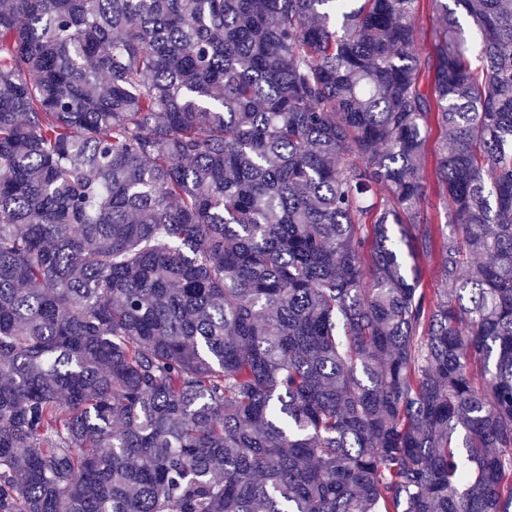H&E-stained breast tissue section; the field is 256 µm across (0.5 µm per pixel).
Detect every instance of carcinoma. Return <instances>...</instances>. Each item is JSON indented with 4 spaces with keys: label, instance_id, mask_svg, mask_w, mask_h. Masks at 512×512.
I'll use <instances>...</instances> for the list:
<instances>
[{
    "label": "carcinoma",
    "instance_id": "carcinoma-1",
    "mask_svg": "<svg viewBox=\"0 0 512 512\" xmlns=\"http://www.w3.org/2000/svg\"><path fill=\"white\" fill-rule=\"evenodd\" d=\"M421 2L0 7V512H512V0ZM424 215L432 224L448 223V215L443 200L439 197L434 189V176L431 178L430 184L427 185L426 196L423 202Z\"/></svg>",
    "mask_w": 512,
    "mask_h": 512
}]
</instances>
